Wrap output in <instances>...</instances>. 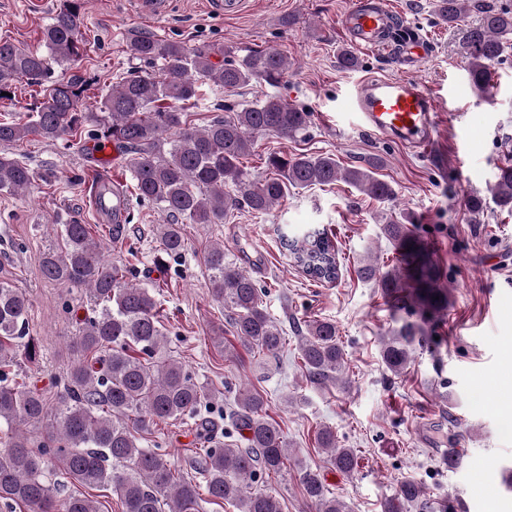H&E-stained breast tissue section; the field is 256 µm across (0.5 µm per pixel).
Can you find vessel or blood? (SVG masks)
Returning a JSON list of instances; mask_svg holds the SVG:
<instances>
[{
    "instance_id": "b4317fda",
    "label": "vessel or blood",
    "mask_w": 512,
    "mask_h": 512,
    "mask_svg": "<svg viewBox=\"0 0 512 512\" xmlns=\"http://www.w3.org/2000/svg\"><path fill=\"white\" fill-rule=\"evenodd\" d=\"M394 16L388 0L378 6L352 0L342 23L351 43L363 50L386 47L384 28ZM348 109L361 131L389 138L426 154L437 138V107L434 98L409 77L364 81L350 98Z\"/></svg>"
}]
</instances>
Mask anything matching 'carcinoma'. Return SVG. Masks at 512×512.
<instances>
[{"label": "carcinoma", "mask_w": 512, "mask_h": 512, "mask_svg": "<svg viewBox=\"0 0 512 512\" xmlns=\"http://www.w3.org/2000/svg\"><path fill=\"white\" fill-rule=\"evenodd\" d=\"M82 0H61L32 49L0 39V100H11L21 86L51 84L46 98L27 120H0V192L22 194L36 174L7 148L38 138L62 140L67 147L109 140L129 155L136 196L156 205L164 216L158 227L159 267L186 248L183 224H222L235 211L263 215L291 188L326 186L339 180L379 202H391L393 185L377 175L379 161L343 167L333 154H268L265 169L255 175L241 166L255 138H294L305 133L311 113L268 95L250 104H216L224 112L202 129L187 124L186 109L199 99V83L208 81L227 93L253 82L278 87L288 74V58L274 50L250 47L215 48L139 36L127 44L138 67L121 78L99 101L97 112L80 106L91 83L87 77H54V66L74 65L83 56ZM478 22L462 32L468 72L474 87L490 93L491 66L500 61L512 38V6L485 7L479 0H434V11L449 25L471 9ZM221 56L217 62L216 56ZM496 207L512 215V163L498 167L490 188ZM409 213L383 218L381 235L401 251L403 267L384 271L372 251L360 259L358 276L375 283L401 308L422 316L448 310V290L428 247L412 230ZM60 242L45 251L40 270L45 279L85 290L89 314L78 320L70 346L80 354L50 403L43 393L16 381L11 368L35 363L39 350L30 336V300L7 280L0 281V501L25 512H97L80 494H64L51 473L89 488L109 486L123 512H201L205 499L222 500L237 512H281L277 495L258 486L260 476L281 474L299 466L306 500L315 512H349L348 505L326 488L321 475L300 466L278 425L266 414L264 397L241 388L229 411L231 428L247 433L248 447L232 448L215 441L216 424L201 416L213 407L216 394L207 390L172 358L159 317V300L146 287L129 282L132 270L112 262L78 219L60 225ZM295 265L308 277L338 278L336 249L325 230L281 235ZM214 299L229 313L234 336L267 357L284 345L283 329L265 310L262 288L236 263L224 245L204 255ZM421 325L404 319L381 341L380 356L388 371L403 373L413 353L424 348ZM301 365L315 384L342 382L344 353L330 321L306 324L299 347ZM197 422L198 434L212 443L192 467L204 485L183 475L157 448L142 446L144 435L158 422ZM39 429L32 437L28 427ZM318 446L332 466L351 474L357 466L353 448L336 447V434L319 430ZM427 506L425 492L404 481L382 502V512H405Z\"/></svg>", "instance_id": "1"}]
</instances>
